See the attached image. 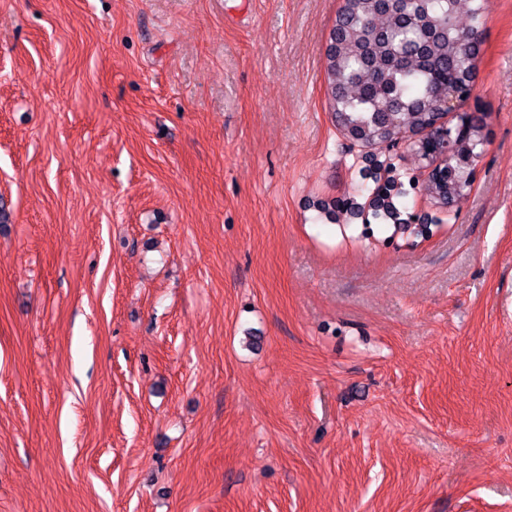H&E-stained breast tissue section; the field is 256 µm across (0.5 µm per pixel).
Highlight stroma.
Listing matches in <instances>:
<instances>
[{
    "label": "stroma",
    "instance_id": "obj_1",
    "mask_svg": "<svg viewBox=\"0 0 512 512\" xmlns=\"http://www.w3.org/2000/svg\"><path fill=\"white\" fill-rule=\"evenodd\" d=\"M342 0H0V512H512V0L421 237L327 109Z\"/></svg>",
    "mask_w": 512,
    "mask_h": 512
}]
</instances>
